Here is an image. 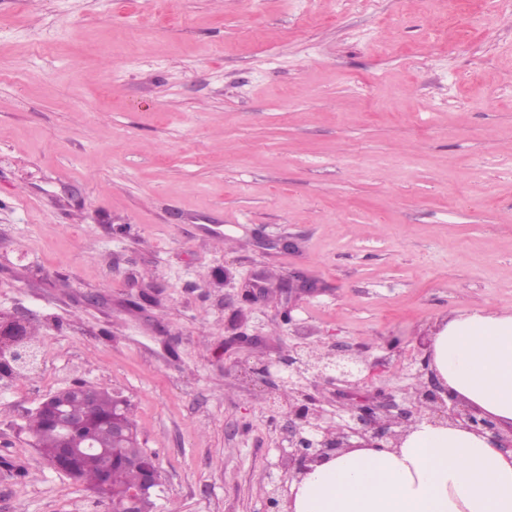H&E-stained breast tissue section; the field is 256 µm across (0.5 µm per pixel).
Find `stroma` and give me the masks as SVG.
Here are the masks:
<instances>
[{
	"label": "stroma",
	"mask_w": 512,
	"mask_h": 512,
	"mask_svg": "<svg viewBox=\"0 0 512 512\" xmlns=\"http://www.w3.org/2000/svg\"><path fill=\"white\" fill-rule=\"evenodd\" d=\"M464 12L0 0V312L41 358L0 371V512H111L26 429L76 380L127 400L154 512H263L288 391L241 367L356 347L406 408L442 321L512 311V0Z\"/></svg>",
	"instance_id": "stroma-1"
}]
</instances>
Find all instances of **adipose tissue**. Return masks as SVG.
<instances>
[{"mask_svg":"<svg viewBox=\"0 0 512 512\" xmlns=\"http://www.w3.org/2000/svg\"><path fill=\"white\" fill-rule=\"evenodd\" d=\"M451 395L512 426V312L479 308L433 338ZM294 512H512V454L422 419L397 448H352L292 483Z\"/></svg>","mask_w":512,"mask_h":512,"instance_id":"adipose-tissue-1","label":"adipose tissue"}]
</instances>
